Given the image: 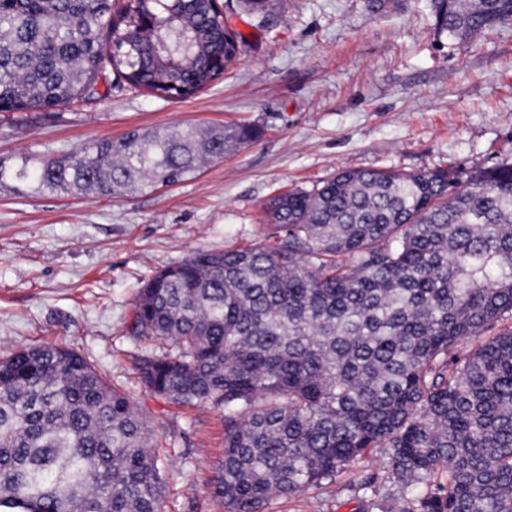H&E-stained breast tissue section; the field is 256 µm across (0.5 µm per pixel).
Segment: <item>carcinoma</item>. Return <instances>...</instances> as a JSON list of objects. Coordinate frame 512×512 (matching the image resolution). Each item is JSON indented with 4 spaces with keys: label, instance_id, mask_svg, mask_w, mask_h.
I'll list each match as a JSON object with an SVG mask.
<instances>
[{
    "label": "carcinoma",
    "instance_id": "obj_1",
    "mask_svg": "<svg viewBox=\"0 0 512 512\" xmlns=\"http://www.w3.org/2000/svg\"><path fill=\"white\" fill-rule=\"evenodd\" d=\"M466 41L512 21V0H428ZM170 20L165 42L139 34ZM116 42L103 57L101 31ZM211 0H0V105L44 111L130 84L188 96L222 72ZM250 126L136 129L80 154L0 161V184L99 196L175 185L254 138ZM461 187L452 170H346L263 205L272 237L199 250L140 291L133 332L166 351L141 382L177 404L224 405V512L333 482L371 448L400 501L381 512H512V162ZM155 443L133 399L80 354L24 346L0 358V512H161Z\"/></svg>",
    "mask_w": 512,
    "mask_h": 512
}]
</instances>
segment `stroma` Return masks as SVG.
Returning a JSON list of instances; mask_svg holds the SVG:
<instances>
[{
    "label": "stroma",
    "instance_id": "obj_1",
    "mask_svg": "<svg viewBox=\"0 0 512 512\" xmlns=\"http://www.w3.org/2000/svg\"><path fill=\"white\" fill-rule=\"evenodd\" d=\"M249 37L211 87L180 100L129 89L113 69L102 97L46 112H0V160L53 158L139 128L248 125L256 138L196 178L122 197L0 186V357L56 344L85 357L140 406L162 465V512H224L215 494L224 408L163 400L138 360L160 343L131 334L138 290L198 250L271 233L272 196L343 170L463 175L512 161V23L454 44L427 0L368 15L363 0H277L265 18L219 0ZM385 487L380 449L335 482L273 501L269 512H358L362 480Z\"/></svg>",
    "mask_w": 512,
    "mask_h": 512
}]
</instances>
